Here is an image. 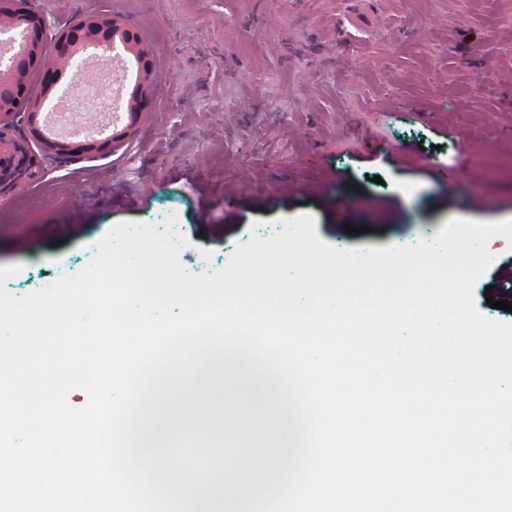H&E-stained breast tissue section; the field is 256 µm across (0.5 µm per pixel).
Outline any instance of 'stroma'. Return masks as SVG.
<instances>
[{"mask_svg": "<svg viewBox=\"0 0 512 512\" xmlns=\"http://www.w3.org/2000/svg\"><path fill=\"white\" fill-rule=\"evenodd\" d=\"M31 6L57 24L106 14L136 29L153 50L152 106L109 157L56 163L27 140L40 172L0 194L13 296L80 272L120 224L175 222L181 265L202 274L305 215L324 243L359 251L432 239L451 220L512 221V0ZM431 161L456 181L418 174ZM228 197L240 209L225 211ZM218 217L222 240L196 233Z\"/></svg>", "mask_w": 512, "mask_h": 512, "instance_id": "stroma-1", "label": "stroma"}]
</instances>
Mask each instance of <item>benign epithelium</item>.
<instances>
[{"label":"benign epithelium","instance_id":"7a95c632","mask_svg":"<svg viewBox=\"0 0 512 512\" xmlns=\"http://www.w3.org/2000/svg\"><path fill=\"white\" fill-rule=\"evenodd\" d=\"M48 29L45 16L34 11L28 0H0V43L19 46L12 54L0 55V193L17 187L23 178L36 173L37 162L16 137L17 129L27 128L34 138L43 142L47 152L58 158L114 154L132 138L139 120L148 115L152 54L130 25L116 17L101 16L57 28L50 58L46 57L44 49ZM138 45L141 46L136 56L140 82L133 95L134 104L124 107L129 116L127 124L102 138L81 141L46 138L39 122L43 102L28 91L30 74L41 72L45 91L59 95L63 90L57 87V72L74 64L76 48L89 53L104 51L110 54L118 46L129 50Z\"/></svg>","mask_w":512,"mask_h":512}]
</instances>
